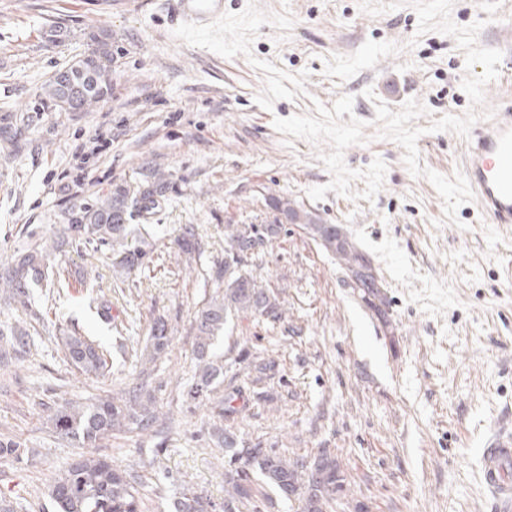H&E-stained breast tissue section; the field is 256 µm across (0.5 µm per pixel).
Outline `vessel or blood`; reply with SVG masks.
Wrapping results in <instances>:
<instances>
[{"instance_id":"vessel-or-blood-1","label":"vessel or blood","mask_w":512,"mask_h":512,"mask_svg":"<svg viewBox=\"0 0 512 512\" xmlns=\"http://www.w3.org/2000/svg\"><path fill=\"white\" fill-rule=\"evenodd\" d=\"M177 24L211 26L224 16L223 0H167ZM464 178L491 223L512 225V113L498 112L478 124L464 148ZM481 482L495 512H512V432L490 438L481 459Z\"/></svg>"}]
</instances>
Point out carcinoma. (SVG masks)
<instances>
[{
  "instance_id": "cac0c4a2",
  "label": "carcinoma",
  "mask_w": 512,
  "mask_h": 512,
  "mask_svg": "<svg viewBox=\"0 0 512 512\" xmlns=\"http://www.w3.org/2000/svg\"><path fill=\"white\" fill-rule=\"evenodd\" d=\"M87 39L96 42L97 54L88 58L82 53L69 62L67 68L75 80L71 88H65L55 76L43 85L41 99L46 107L60 111L59 101L68 96L70 111L89 112L108 94L112 33L91 31ZM170 189L172 174L156 168L134 194L115 183L107 194L91 202H72L60 234L49 241L28 242L0 268V289L21 307H29L30 288L43 281L55 284L48 273L50 256L73 241L107 247L113 263L123 270L143 266L148 251L129 245L130 221L136 212L156 209ZM271 205L278 214L291 218L292 223L310 228L324 249L336 255L340 265L359 274L363 299L380 318H385L386 302L370 260L336 225L320 222L312 211L288 197H273ZM278 230L277 224L261 230L252 224H230L225 228L228 251L224 252V261L213 264L208 271L216 288L203 300L194 317L196 371L185 398L196 406L211 402L224 382V364L215 352V342L228 320L241 315L273 320L282 317L278 295L244 270L247 257ZM175 245L179 253L190 258L202 254L200 239L191 224L182 229ZM60 340L67 360L79 373L98 377L109 371L110 351L96 340L76 332ZM169 343L168 326L160 318L151 328L149 361L166 353ZM27 351L25 332L13 329L7 334L0 329V362L20 359ZM241 398L242 388L225 389L216 405L217 415L225 419L240 415L245 405L236 401ZM163 417L156 396L141 385L118 396L101 397L86 404L67 402L58 407L52 417L53 427L58 433L78 440L90 452L64 467L49 485L48 496L56 512H144L137 476L92 449L114 432L160 433ZM212 436L224 449V512H240V508L252 504L257 481L279 497L298 502L301 512H328L336 496L346 490L340 465L326 448L309 462L298 455L287 458L271 448H244L238 436L221 425L212 429ZM213 508L215 505L202 494L189 489L182 490L173 502L174 512H211Z\"/></svg>"
}]
</instances>
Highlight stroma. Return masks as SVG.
<instances>
[{
  "label": "stroma",
  "mask_w": 512,
  "mask_h": 512,
  "mask_svg": "<svg viewBox=\"0 0 512 512\" xmlns=\"http://www.w3.org/2000/svg\"><path fill=\"white\" fill-rule=\"evenodd\" d=\"M165 0H0V264L50 238L75 200L130 191L153 168L177 186L135 227L153 252L115 268L106 249L67 245L55 267L80 270L63 295L34 287L30 309L0 292V325L31 351L0 368V504L55 512L47 488L83 454L50 416L136 384L170 421L157 437L115 433L101 455L138 471L146 512H171L183 488L224 503L216 413L181 398L196 370L192 323L228 224L276 222L269 199L296 200L340 225L383 286L378 319L346 271L301 224H285L247 269L279 294V321L238 317L218 340L224 381L247 409L246 446L313 457L327 448L348 484L329 512H492L479 452L512 431V225L493 224L464 180V142L479 116L512 101V0H224L209 30L171 26ZM66 28L63 42L49 40ZM112 34V90L90 112L44 108L40 89ZM101 135V152L78 156ZM194 225L201 256L173 245ZM112 303L111 319L85 299ZM164 318L171 346L148 361ZM95 336L112 368L95 377L65 359L67 332Z\"/></svg>",
  "instance_id": "obj_1"
}]
</instances>
